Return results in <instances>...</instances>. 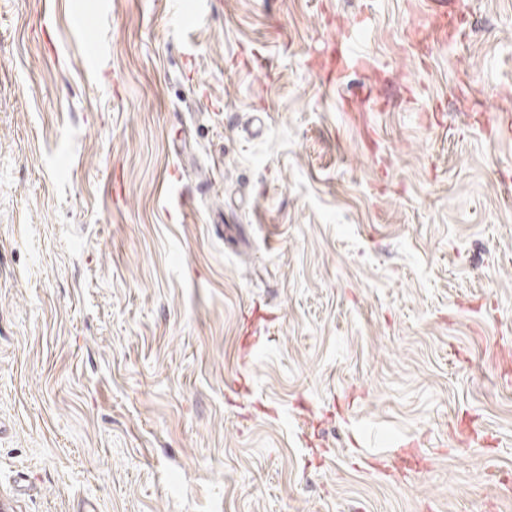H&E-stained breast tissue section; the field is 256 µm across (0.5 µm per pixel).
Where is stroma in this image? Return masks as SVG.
Masks as SVG:
<instances>
[{
    "label": "stroma",
    "instance_id": "obj_1",
    "mask_svg": "<svg viewBox=\"0 0 512 512\" xmlns=\"http://www.w3.org/2000/svg\"><path fill=\"white\" fill-rule=\"evenodd\" d=\"M511 123L512 0H0V512H512ZM363 20H356L342 26L339 45L341 58L346 63H352L354 68L366 65L359 52L360 38L363 31Z\"/></svg>",
    "mask_w": 512,
    "mask_h": 512
}]
</instances>
